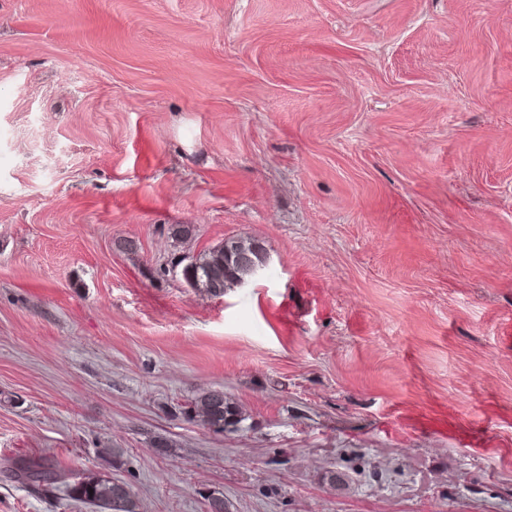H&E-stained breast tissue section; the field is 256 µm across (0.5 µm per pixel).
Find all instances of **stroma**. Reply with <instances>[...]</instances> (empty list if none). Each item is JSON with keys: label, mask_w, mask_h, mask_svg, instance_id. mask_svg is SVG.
<instances>
[{"label": "stroma", "mask_w": 512, "mask_h": 512, "mask_svg": "<svg viewBox=\"0 0 512 512\" xmlns=\"http://www.w3.org/2000/svg\"><path fill=\"white\" fill-rule=\"evenodd\" d=\"M508 322L512 0H0V512H512ZM226 259L224 246L220 244L208 253L195 257L194 262L184 267L183 278L193 288L212 296H223L224 289L233 288L239 279L248 277L246 268L226 262ZM188 419L214 431L242 421L240 410L224 396L223 389H209L184 410ZM450 436L455 442L469 448H482L489 442L488 428L479 425L456 428ZM9 471L12 478L31 486L39 494L49 495L62 487L70 500L92 507L95 512L138 511L137 501L124 482L118 483L95 471L84 470L68 476L47 458ZM89 489H93V493Z\"/></svg>", "instance_id": "35a3bbf8"}]
</instances>
